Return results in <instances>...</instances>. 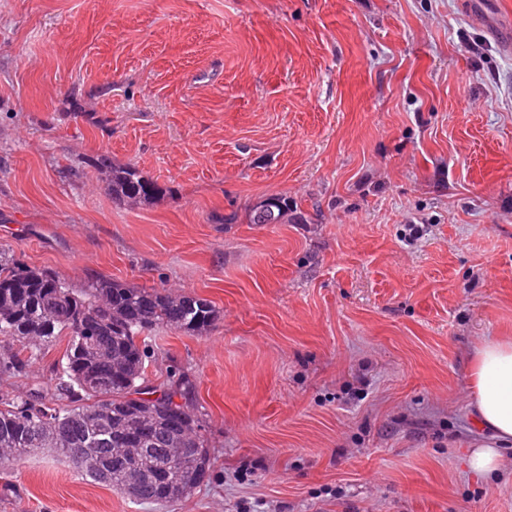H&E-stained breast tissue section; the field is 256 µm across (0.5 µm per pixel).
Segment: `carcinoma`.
I'll use <instances>...</instances> for the list:
<instances>
[{"label": "carcinoma", "instance_id": "1", "mask_svg": "<svg viewBox=\"0 0 512 512\" xmlns=\"http://www.w3.org/2000/svg\"><path fill=\"white\" fill-rule=\"evenodd\" d=\"M108 176L115 200L147 201L160 192L133 164L113 165ZM298 214L296 201L275 194L242 216L224 215V223L288 224ZM220 318L212 302L165 288L109 278L77 287L0 245V376L28 377L45 347L65 342L52 387L33 383L24 394L0 387V448L10 449L0 467L41 448L75 463L89 453L95 467L82 475L150 505L175 500L182 482L203 483L211 468L203 419L174 414L195 399L196 382L183 373L153 383L149 343L166 329L207 333ZM157 391L156 401L141 398ZM122 442L135 443L133 458H116Z\"/></svg>", "mask_w": 512, "mask_h": 512}]
</instances>
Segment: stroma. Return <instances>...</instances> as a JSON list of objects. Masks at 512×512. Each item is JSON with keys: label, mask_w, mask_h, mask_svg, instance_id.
Here are the masks:
<instances>
[{"label": "stroma", "mask_w": 512, "mask_h": 512, "mask_svg": "<svg viewBox=\"0 0 512 512\" xmlns=\"http://www.w3.org/2000/svg\"><path fill=\"white\" fill-rule=\"evenodd\" d=\"M277 193L306 223H223ZM1 244L219 308L156 338L213 457L162 512H512L467 380L512 335V0H0ZM0 512L155 511L40 451ZM108 176L115 200L147 201L160 192L156 182L146 178L133 164L112 165Z\"/></svg>", "instance_id": "35a3bbf8"}]
</instances>
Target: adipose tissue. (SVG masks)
<instances>
[{
	"instance_id": "ef3b65f1",
	"label": "adipose tissue",
	"mask_w": 512,
	"mask_h": 512,
	"mask_svg": "<svg viewBox=\"0 0 512 512\" xmlns=\"http://www.w3.org/2000/svg\"><path fill=\"white\" fill-rule=\"evenodd\" d=\"M473 420L483 438L469 456L473 473L499 471L501 451L512 446V336L477 346L469 360Z\"/></svg>"
}]
</instances>
